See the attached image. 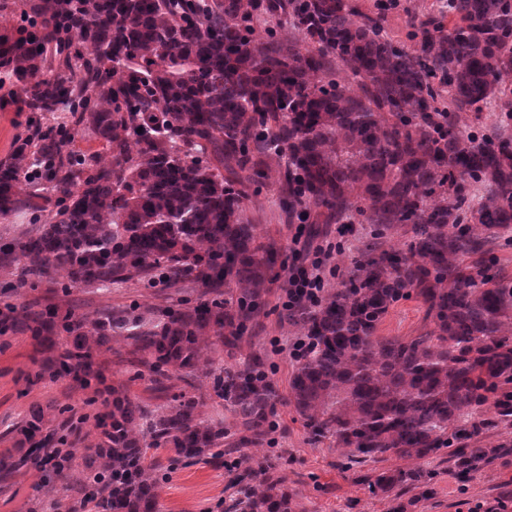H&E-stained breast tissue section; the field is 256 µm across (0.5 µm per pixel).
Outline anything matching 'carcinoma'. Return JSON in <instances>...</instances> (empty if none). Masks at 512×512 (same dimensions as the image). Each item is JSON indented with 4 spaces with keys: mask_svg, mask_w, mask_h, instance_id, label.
I'll return each mask as SVG.
<instances>
[{
    "mask_svg": "<svg viewBox=\"0 0 512 512\" xmlns=\"http://www.w3.org/2000/svg\"><path fill=\"white\" fill-rule=\"evenodd\" d=\"M452 2L448 32L411 53L352 0H0L19 19L0 35V111L26 115L0 162V216L56 197L35 232L0 244V269L63 271L71 286L101 290L162 273L214 296L154 320L31 303L0 317V336L42 332L54 349L65 333L55 375L81 373L85 388L92 353L117 330L151 372L239 347L280 252L245 223V188L276 156L288 221L338 224L356 212L371 225L351 274L288 313L308 338L290 399L312 435L334 438L351 464L446 449L461 476L511 452L471 441L487 409L512 426V276L486 258L512 225V134H480L459 114L492 104L512 74V0ZM265 15L291 18L307 48L260 35ZM334 63L352 82L332 77ZM78 133L101 149H75ZM399 232L402 248H384ZM412 296L433 330L377 335ZM213 390L233 426L202 421L192 397L149 412L112 387V421H97L75 493L105 512H158L161 472L267 444L279 395L260 363L219 368ZM151 448L166 451V465L147 460ZM37 450L39 459L3 453L0 473L40 459L61 472L74 465L52 434ZM229 471L237 491L223 512H295L280 477L236 461ZM431 480L396 468L367 486L389 495Z\"/></svg>",
    "mask_w": 512,
    "mask_h": 512,
    "instance_id": "cac0c4a2",
    "label": "carcinoma"
}]
</instances>
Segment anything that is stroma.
I'll use <instances>...</instances> for the list:
<instances>
[{"label": "stroma", "instance_id": "obj_1", "mask_svg": "<svg viewBox=\"0 0 512 512\" xmlns=\"http://www.w3.org/2000/svg\"><path fill=\"white\" fill-rule=\"evenodd\" d=\"M359 13L382 16L384 36L393 44L412 52L419 48L429 20L440 19L450 25L451 19L441 16L446 0H352ZM503 94L482 112H467L465 124L489 132L498 128L512 131V76L501 82ZM281 165L269 160L264 176L248 185L243 203V217L256 227L265 240L276 242L282 255H289L294 225L289 224L282 204ZM353 234L347 235L340 249L329 262L333 275L328 288H336L351 269L350 259L364 250L370 226L361 217L350 219ZM286 268H276L262 299L264 309L257 317L255 329L234 353L218 351L195 367L161 377L142 371L138 355L134 354L123 332H116L109 347L94 355V367L103 379L104 389L121 385L127 394L147 410L158 409L172 396L185 394L195 397L199 412L208 422L229 423L224 401L212 388V369L242 364L260 358L272 380L279 399L273 421L276 429L270 444L253 449L250 461L261 462L281 476L292 494L299 512H395L398 503H406L408 512H485L502 494L512 491V456H507L460 478L447 455L424 461L422 469L433 472L432 495L420 499L419 489L388 497L372 495L367 477L384 468L396 467V460L381 463L368 460L348 464L344 449L329 439H313L303 419L288 400L290 381L296 367L295 359L286 349L300 336L299 327L286 318L282 285ZM67 277L57 272L42 279L21 280L18 270L0 269V307L38 301L49 306L72 309L80 316L94 317L107 312H128L151 315L164 309L193 306L204 301L200 288L192 284L168 287L150 286L146 281H132L102 291L77 286L66 288ZM430 327L425 308L416 298L399 301L390 309L379 333L383 336L407 339L423 334ZM50 352L44 340L30 333L0 337V452L7 450L20 456L27 447L19 446L23 421L31 408L44 414V432H59L63 423L60 407L68 406L74 417L80 418L78 434L68 439L77 457H84L97 443L95 419L107 412L105 401L87 405L90 393L73 378L53 379L40 370ZM43 468L31 466L22 473L0 479V512H66L59 507L66 477H57L45 484ZM228 468L223 462L206 459L198 464L169 473L161 484L159 512H205L207 507L224 498L228 483Z\"/></svg>", "mask_w": 512, "mask_h": 512}]
</instances>
